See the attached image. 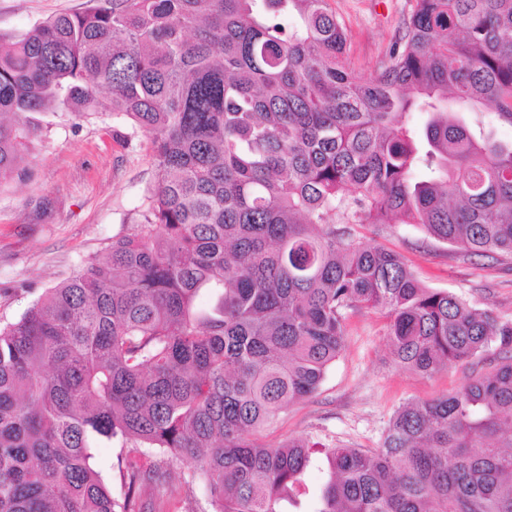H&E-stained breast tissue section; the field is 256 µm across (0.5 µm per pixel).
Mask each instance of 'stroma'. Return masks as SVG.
Wrapping results in <instances>:
<instances>
[{
	"label": "stroma",
	"instance_id": "obj_1",
	"mask_svg": "<svg viewBox=\"0 0 512 512\" xmlns=\"http://www.w3.org/2000/svg\"><path fill=\"white\" fill-rule=\"evenodd\" d=\"M85 0H0V34L17 36ZM350 35L357 78L370 79L397 38L412 0H330ZM42 137L25 154L18 176L0 185V324L18 319L46 289L71 278L91 259L104 258L113 240L133 233L137 211L154 179L149 139L109 113L77 120L57 109L41 117ZM359 239L403 254L418 280L450 291L470 305L512 320V259L463 258L459 249L425 238L412 224L359 229ZM496 349L480 365L452 363L430 376L397 366L386 321L375 313L346 315L344 348L319 390L281 412L265 443L317 442L304 481L302 512H311L328 477L325 451L333 446L379 447L395 411L411 400L458 390L476 367L491 369ZM181 464H164L140 487L154 512H214L201 484L184 486Z\"/></svg>",
	"mask_w": 512,
	"mask_h": 512
}]
</instances>
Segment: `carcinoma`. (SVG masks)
Returning <instances> with one entry per match:
<instances>
[{
	"instance_id": "carcinoma-1",
	"label": "carcinoma",
	"mask_w": 512,
	"mask_h": 512,
	"mask_svg": "<svg viewBox=\"0 0 512 512\" xmlns=\"http://www.w3.org/2000/svg\"><path fill=\"white\" fill-rule=\"evenodd\" d=\"M57 107L126 117L156 175L137 231L0 326V512H144L160 456L216 512L298 505L313 444L260 434L318 390L348 310L418 374L499 358L380 447L328 449L313 512H512V321L356 235L512 257V139L482 121L512 128V0H414L368 82L329 0H86L0 35V183ZM114 443L120 499L93 463Z\"/></svg>"
}]
</instances>
